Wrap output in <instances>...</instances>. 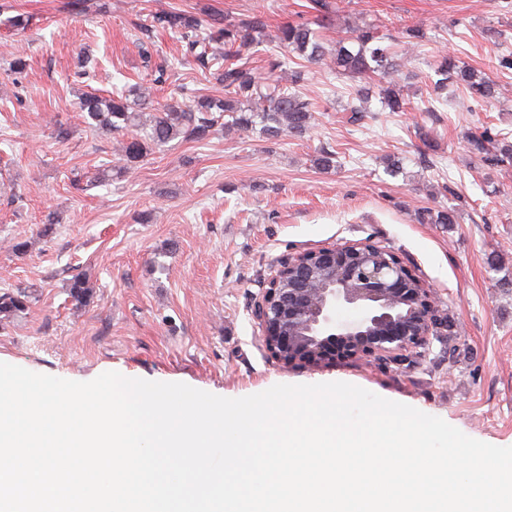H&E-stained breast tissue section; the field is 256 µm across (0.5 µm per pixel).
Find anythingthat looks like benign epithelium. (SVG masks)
<instances>
[{
    "label": "benign epithelium",
    "instance_id": "benign-epithelium-1",
    "mask_svg": "<svg viewBox=\"0 0 512 512\" xmlns=\"http://www.w3.org/2000/svg\"><path fill=\"white\" fill-rule=\"evenodd\" d=\"M355 318L338 322L336 307ZM262 346L286 368L338 358L402 363L428 349L443 319L425 282L369 241L291 255L254 302Z\"/></svg>",
    "mask_w": 512,
    "mask_h": 512
}]
</instances>
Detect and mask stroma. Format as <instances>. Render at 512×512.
I'll use <instances>...</instances> for the list:
<instances>
[{"label": "stroma", "instance_id": "35a3bbf8", "mask_svg": "<svg viewBox=\"0 0 512 512\" xmlns=\"http://www.w3.org/2000/svg\"><path fill=\"white\" fill-rule=\"evenodd\" d=\"M327 2L322 20L309 0H88L80 14L68 0H0V292L31 295L0 321V362L79 382L115 371L227 398L341 381L512 446V164L487 163L471 144L486 128L512 143V74L497 68L512 51V0ZM174 8L203 22L262 19L265 37L247 57L285 83L304 64L278 42L282 26L308 24L331 51L350 27L379 24L407 61L401 83L412 108L385 112L374 97L350 122L345 107L365 80L336 75L325 60L307 67L305 134L269 140L219 126L125 164L120 135L81 122L87 88L137 85L161 104L224 93L211 72L183 62L173 34L142 41L145 14ZM18 15L27 28L13 26ZM413 26L423 41L407 42ZM444 51L496 80V99L451 84L442 111H420ZM20 54L28 67L11 73ZM86 55L98 60L88 77ZM324 151L326 168L317 163ZM105 169L111 180L95 183ZM429 210L450 212L452 223L425 220ZM14 241L27 252L13 253ZM364 241L415 270L452 329L402 365L283 368L251 314L262 285L288 255ZM79 273L93 285L84 305L69 288Z\"/></svg>", "mask_w": 512, "mask_h": 512}]
</instances>
